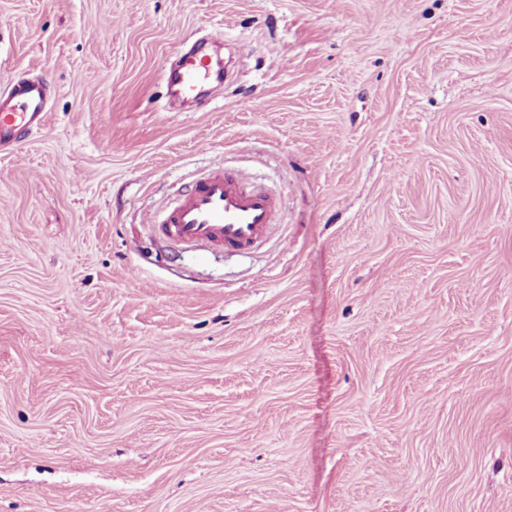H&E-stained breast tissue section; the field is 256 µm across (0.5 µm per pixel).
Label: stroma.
<instances>
[{
	"mask_svg": "<svg viewBox=\"0 0 512 512\" xmlns=\"http://www.w3.org/2000/svg\"><path fill=\"white\" fill-rule=\"evenodd\" d=\"M21 76L0 512H512V0H0ZM219 162L267 242L157 238ZM201 47L178 53L177 64L163 69V77L173 97L185 100L197 97L203 83L211 79L214 65ZM48 103L45 85L37 80L21 79L0 92V152L42 126Z\"/></svg>",
	"mask_w": 512,
	"mask_h": 512,
	"instance_id": "35a3bbf8",
	"label": "stroma"
}]
</instances>
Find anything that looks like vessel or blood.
Segmentation results:
<instances>
[{"label": "vessel or blood", "mask_w": 512, "mask_h": 512, "mask_svg": "<svg viewBox=\"0 0 512 512\" xmlns=\"http://www.w3.org/2000/svg\"><path fill=\"white\" fill-rule=\"evenodd\" d=\"M213 73L212 59L196 47L179 52L176 65L164 69L163 77L171 95L184 100L197 97ZM48 103L44 84L28 78L0 92V152L41 127ZM277 215L268 194L245 184L231 169L212 167L169 207L156 232L181 245L242 251L263 239Z\"/></svg>", "instance_id": "1"}]
</instances>
